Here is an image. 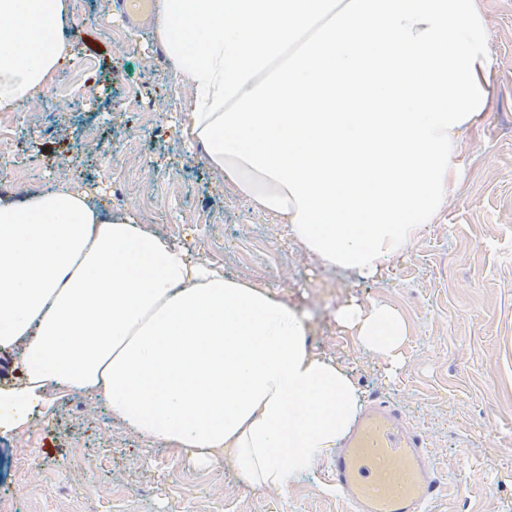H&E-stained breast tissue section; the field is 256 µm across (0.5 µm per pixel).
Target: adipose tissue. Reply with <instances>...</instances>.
<instances>
[{
    "mask_svg": "<svg viewBox=\"0 0 512 512\" xmlns=\"http://www.w3.org/2000/svg\"><path fill=\"white\" fill-rule=\"evenodd\" d=\"M153 37L191 91L179 134L318 264L373 278L457 191L462 140L496 87L477 0H156ZM69 0H0V113L22 112L74 56ZM339 328L403 365L405 318L337 306ZM269 285L225 274L63 184L0 187V436L54 394L104 400L145 443L290 482L338 448L353 377Z\"/></svg>",
    "mask_w": 512,
    "mask_h": 512,
    "instance_id": "1",
    "label": "adipose tissue"
}]
</instances>
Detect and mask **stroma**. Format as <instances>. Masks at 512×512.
I'll return each mask as SVG.
<instances>
[{"mask_svg":"<svg viewBox=\"0 0 512 512\" xmlns=\"http://www.w3.org/2000/svg\"><path fill=\"white\" fill-rule=\"evenodd\" d=\"M478 3L497 94L458 148L456 196L373 279L320 267L202 152L187 151L176 123L189 89L160 62L151 23L129 24L120 0H70L74 61L0 121L13 145L0 156L10 185H89L105 208L123 195L139 223L296 302L314 325L315 351L424 434L448 485L428 512H512V0ZM352 297L407 318L396 378L336 326V306ZM327 465L316 461L287 494L259 492L231 467H194L113 422L103 402L67 394L24 432L0 437V512H351L330 489Z\"/></svg>","mask_w":512,"mask_h":512,"instance_id":"obj_1","label":"stroma"}]
</instances>
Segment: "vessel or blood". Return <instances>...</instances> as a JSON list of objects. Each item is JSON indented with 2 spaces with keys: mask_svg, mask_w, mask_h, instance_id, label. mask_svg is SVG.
Here are the masks:
<instances>
[{
  "mask_svg": "<svg viewBox=\"0 0 512 512\" xmlns=\"http://www.w3.org/2000/svg\"><path fill=\"white\" fill-rule=\"evenodd\" d=\"M328 477L352 512H424L442 489L421 431L377 401L337 450Z\"/></svg>",
  "mask_w": 512,
  "mask_h": 512,
  "instance_id": "b4317fda",
  "label": "vessel or blood"
}]
</instances>
